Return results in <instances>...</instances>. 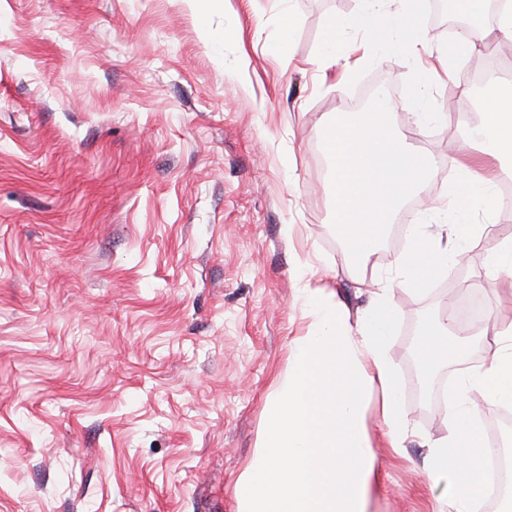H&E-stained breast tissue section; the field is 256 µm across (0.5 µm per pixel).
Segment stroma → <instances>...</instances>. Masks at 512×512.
<instances>
[{
    "instance_id": "35a3bbf8",
    "label": "stroma",
    "mask_w": 512,
    "mask_h": 512,
    "mask_svg": "<svg viewBox=\"0 0 512 512\" xmlns=\"http://www.w3.org/2000/svg\"><path fill=\"white\" fill-rule=\"evenodd\" d=\"M292 30H284L282 12ZM360 0H0V512H236L238 481L269 419L310 294L329 285L351 320L367 310L403 241L354 264L326 191L324 127L376 92L399 138L432 155L395 226L451 224L447 159L478 153V97L458 98L499 58H449L418 95L397 51L322 79L365 44ZM346 20L327 48L329 17ZM492 236L466 269L418 293L394 286L387 343L414 434L401 454L369 412L372 512H440L424 443L444 437L449 378L480 366L482 330L512 319L486 255L512 239V209H474ZM476 293L472 348L419 387L417 341Z\"/></svg>"
}]
</instances>
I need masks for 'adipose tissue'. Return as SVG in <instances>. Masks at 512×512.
<instances>
[{"label": "adipose tissue", "mask_w": 512, "mask_h": 512, "mask_svg": "<svg viewBox=\"0 0 512 512\" xmlns=\"http://www.w3.org/2000/svg\"><path fill=\"white\" fill-rule=\"evenodd\" d=\"M389 0H361V19L376 47L413 55L432 50L418 22L426 0H409L404 11L389 13ZM488 0H464L473 22L452 50H438L440 64L449 54L473 56L485 47L483 17ZM486 108L478 130L483 155L462 150L448 164L459 175L455 209L494 207L496 164L512 156V89L492 82L484 89ZM462 227L445 234L412 231L407 249L395 260L406 284L426 290L447 268L465 256ZM312 335L296 343L291 367L271 406L268 428L251 465L239 481L237 512H371L377 476L367 431V411L375 409L387 428L388 445L400 452L410 433L398 407L386 343L396 321L389 286H381L358 322L332 292L315 289ZM454 317L435 322L418 345L420 364L436 368L461 350L450 340ZM485 363L469 374L448 401V433L428 444L425 470L433 484L446 485L445 512H483L486 438L483 418L473 405L480 393L490 406H512V322L501 325Z\"/></svg>", "instance_id": "obj_1"}]
</instances>
